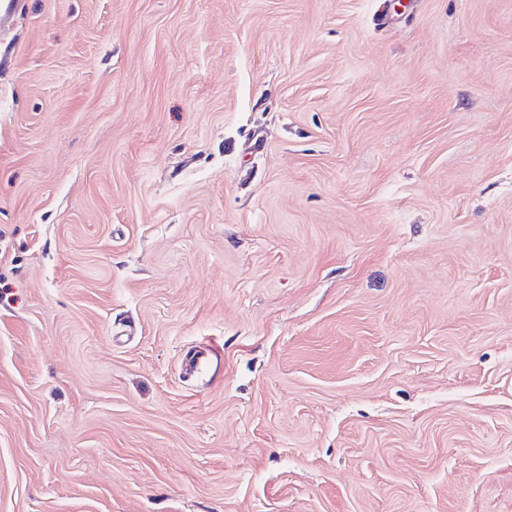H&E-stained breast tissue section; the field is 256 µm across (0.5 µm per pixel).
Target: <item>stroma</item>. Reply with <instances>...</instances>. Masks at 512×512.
<instances>
[{"instance_id":"obj_1","label":"stroma","mask_w":512,"mask_h":512,"mask_svg":"<svg viewBox=\"0 0 512 512\" xmlns=\"http://www.w3.org/2000/svg\"><path fill=\"white\" fill-rule=\"evenodd\" d=\"M0 512H512V0H0Z\"/></svg>"}]
</instances>
